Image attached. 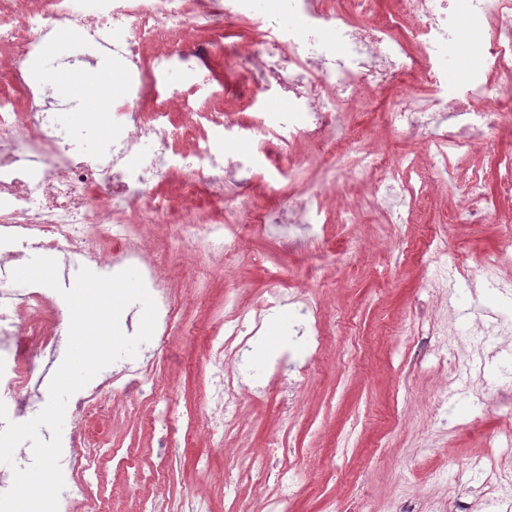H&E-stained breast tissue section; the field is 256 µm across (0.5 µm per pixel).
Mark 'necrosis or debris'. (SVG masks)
Returning a JSON list of instances; mask_svg holds the SVG:
<instances>
[{
  "label": "necrosis or debris",
  "mask_w": 512,
  "mask_h": 512,
  "mask_svg": "<svg viewBox=\"0 0 512 512\" xmlns=\"http://www.w3.org/2000/svg\"><path fill=\"white\" fill-rule=\"evenodd\" d=\"M400 2L380 15L374 0H0V228L16 230L34 254H70L116 272L137 265L156 303V336L163 343L172 334L176 300L169 272L144 239V225L159 218L228 249L239 238L223 209L197 223L189 218L191 202L176 204L157 191L158 177L179 170L182 141L191 140L210 196L223 198L229 184L234 198L244 200L252 175L297 141H332L344 124V104L412 79L425 88V97L404 91L390 116L404 134L429 139L431 148L423 158H405V168L425 171L426 191L447 184L453 178L450 152L471 146L485 128L512 123V96L499 92L512 83V0ZM240 20L251 21L259 37L227 52L226 66L249 63L261 85L287 101L289 116L261 112L243 123L222 112L193 111L202 76L197 64L207 54L201 28ZM327 25L338 31L339 50L319 36ZM62 31L81 48L70 66L111 58V69L99 77L120 75L125 87L123 98L109 105L112 135L92 153L78 144L81 100H57L29 68ZM452 51L476 59V66L449 68ZM176 111L187 122L174 124ZM229 133L257 141L258 154H225ZM345 143L354 156L346 179L372 183L362 207L397 194L401 207L386 221L409 223L421 199L405 184L382 178L391 159L363 135H349ZM486 186L484 174L473 173L452 212L454 223L495 222L496 204ZM261 221L311 226L328 223L329 215L317 198H292L264 212ZM16 256L13 250L0 253V391L13 419L26 414L36 391L32 380L53 362L58 344L45 329L46 294L9 286L6 269ZM20 306L29 321L15 322L12 311ZM239 334L228 318L223 330L208 337L214 370L202 411L213 434L223 431L239 400L224 378L223 358L227 340ZM110 392L148 402L157 385L131 370L118 379L102 372L100 383L76 402L80 418L64 442L69 461L95 446L96 418L119 413L106 398Z\"/></svg>",
  "instance_id": "obj_1"
}]
</instances>
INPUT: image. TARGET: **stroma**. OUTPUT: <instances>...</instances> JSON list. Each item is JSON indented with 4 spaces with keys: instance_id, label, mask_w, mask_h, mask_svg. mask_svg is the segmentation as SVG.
I'll use <instances>...</instances> for the list:
<instances>
[{
    "instance_id": "35a3bbf8",
    "label": "stroma",
    "mask_w": 512,
    "mask_h": 512,
    "mask_svg": "<svg viewBox=\"0 0 512 512\" xmlns=\"http://www.w3.org/2000/svg\"><path fill=\"white\" fill-rule=\"evenodd\" d=\"M212 51L202 65L207 85L193 97L203 112L224 111L249 121L241 102L253 98L269 112L286 101L258 88L250 65H224V54L257 38L245 20L205 28ZM97 113L94 128L106 135L108 105L120 97L119 83L99 85L88 69L58 73L55 94L79 95ZM388 92L369 104L348 107L351 128L379 141L392 158L426 149L387 117ZM512 152V128H491L484 143L455 153L447 190L429 197L414 223L388 224L379 209L360 211L354 223L330 224L324 234L302 230L282 235L272 224L242 223L240 249L225 256L221 243L194 239L173 225L155 224L150 240L160 261L175 275L176 329L156 359L155 341L143 343L128 364L157 382L154 407L127 397L129 414L100 422L108 442L77 485L74 512H137L151 500L168 512L184 498H205L209 512L232 504L276 499V485L260 480L261 453L272 438L289 450L279 461L294 483L291 512H505L498 497L478 501L479 477L458 482L471 464L490 456L493 438L512 430V261L488 271L483 258L504 247L502 225L450 224L446 218L470 175L492 168L496 153ZM351 159L325 161L315 144L301 142L276 159L255 181V205L277 209L289 196L323 193ZM302 171L296 184L284 173ZM448 239L449 259L462 270L447 287H435L438 266L432 242ZM274 288L295 289L319 309L312 322L286 305L265 315L247 341L250 367L239 378L246 387L236 420L216 447L203 428L201 407L211 365L206 333L223 323L227 297L239 300L237 315L254 323L261 299ZM312 363L305 376L280 367L293 337ZM169 412L179 431H194L188 443L165 449L148 420L151 410Z\"/></svg>"
}]
</instances>
